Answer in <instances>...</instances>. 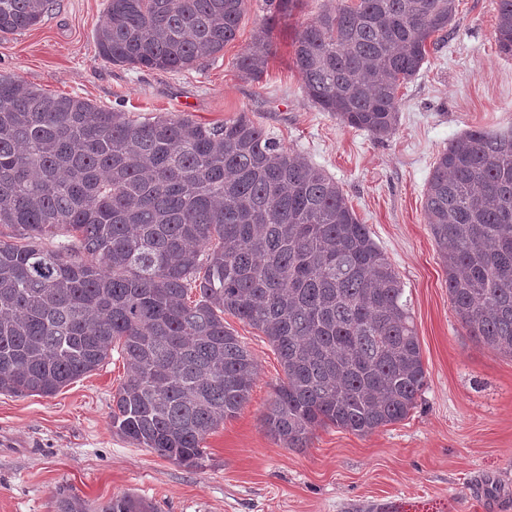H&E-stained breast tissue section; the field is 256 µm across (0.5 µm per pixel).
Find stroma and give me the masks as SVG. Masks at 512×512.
Listing matches in <instances>:
<instances>
[{"label": "stroma", "mask_w": 512, "mask_h": 512, "mask_svg": "<svg viewBox=\"0 0 512 512\" xmlns=\"http://www.w3.org/2000/svg\"><path fill=\"white\" fill-rule=\"evenodd\" d=\"M336 0H302L275 30L260 81L237 60L268 0H249L236 37L181 71L113 65L98 55L107 0H54L36 25L0 38V73L50 94H77L144 118L220 124L245 112L288 150L336 181L404 285L426 371L408 416L359 436L316 428L289 449L263 424L284 373L266 338L227 317L258 376L249 400L209 433L203 466L188 468L112 428V395L125 376L112 355L52 396L0 392V512H55L130 492L155 512H512V357L469 336L453 311L426 222L427 179L450 139L512 126V58L499 55L497 0H456L450 35L399 91V120L382 139L319 111L293 64L302 24Z\"/></svg>", "instance_id": "stroma-1"}]
</instances>
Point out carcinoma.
<instances>
[{"label":"carcinoma","instance_id":"carcinoma-1","mask_svg":"<svg viewBox=\"0 0 512 512\" xmlns=\"http://www.w3.org/2000/svg\"><path fill=\"white\" fill-rule=\"evenodd\" d=\"M248 0H108L96 32L115 65L177 71L234 40ZM237 67L262 78L275 0ZM53 0H0V36ZM456 0H340L295 33L307 97L382 139L399 89L450 33ZM495 41L512 56V0ZM424 213L468 335L512 356V128L441 150ZM0 391L52 395L120 348L112 428L200 467L205 436L248 402L257 363L232 315L260 331L284 379L264 425L283 447L318 427L358 435L407 417L426 384L398 273L336 182L247 114L207 125L134 119L0 74ZM62 232L55 248L46 235ZM16 239L25 243L18 245ZM100 512H153L123 493Z\"/></svg>","mask_w":512,"mask_h":512}]
</instances>
